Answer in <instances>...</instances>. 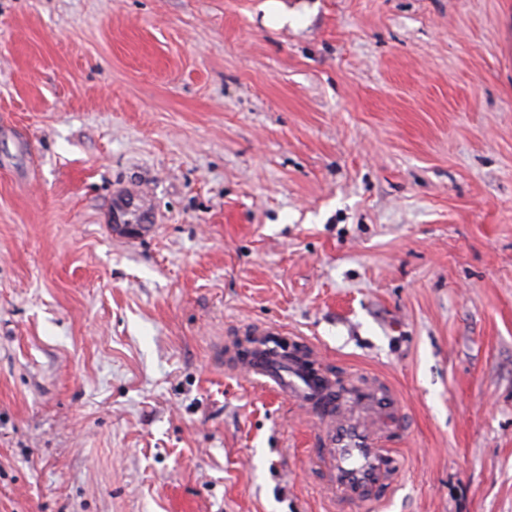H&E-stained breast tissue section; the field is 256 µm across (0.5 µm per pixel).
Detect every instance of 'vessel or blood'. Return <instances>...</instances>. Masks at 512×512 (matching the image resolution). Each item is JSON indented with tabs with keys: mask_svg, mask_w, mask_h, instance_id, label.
<instances>
[{
	"mask_svg": "<svg viewBox=\"0 0 512 512\" xmlns=\"http://www.w3.org/2000/svg\"><path fill=\"white\" fill-rule=\"evenodd\" d=\"M261 333L264 342L245 357L227 359L226 368L247 373L317 418V458L335 512H359L364 504L388 499L400 472L399 457L386 444L385 428L398 411L389 385L374 376L336 383L314 352L297 362L277 345L275 328Z\"/></svg>",
	"mask_w": 512,
	"mask_h": 512,
	"instance_id": "b4317fda",
	"label": "vessel or blood"
}]
</instances>
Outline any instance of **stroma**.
<instances>
[{
  "label": "stroma",
  "mask_w": 512,
  "mask_h": 512,
  "mask_svg": "<svg viewBox=\"0 0 512 512\" xmlns=\"http://www.w3.org/2000/svg\"><path fill=\"white\" fill-rule=\"evenodd\" d=\"M281 2L0 0V512H332L266 325L512 512V0Z\"/></svg>",
  "instance_id": "1"
}]
</instances>
